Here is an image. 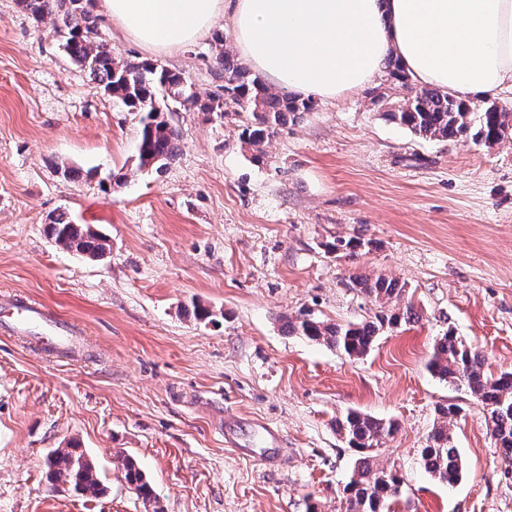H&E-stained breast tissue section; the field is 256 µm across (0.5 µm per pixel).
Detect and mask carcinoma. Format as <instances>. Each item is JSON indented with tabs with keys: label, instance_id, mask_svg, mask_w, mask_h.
Wrapping results in <instances>:
<instances>
[{
	"label": "carcinoma",
	"instance_id": "carcinoma-1",
	"mask_svg": "<svg viewBox=\"0 0 512 512\" xmlns=\"http://www.w3.org/2000/svg\"><path fill=\"white\" fill-rule=\"evenodd\" d=\"M15 3L34 26L39 28L45 21H51L52 37L61 40L68 58L100 90L138 117L141 130L137 153L141 168L160 169L174 160L180 133L171 116L183 109L238 122L241 142L252 149L253 159L260 162L271 137L288 120L297 121L313 108L309 99L272 91L259 76L235 61L224 48V34L220 30L213 31L210 40L212 67L219 84L202 99L180 72L151 60L132 63L119 59L103 37L100 18L94 12L95 0H15ZM386 69L388 79L401 84L407 94L383 116L416 136L454 140L471 133L477 141L498 142L512 133L511 107L492 103L479 111L460 93L420 88L411 82L397 58L390 59ZM48 230L63 250L92 258H101L110 250L106 238L72 223L64 212L50 219ZM353 287L379 305L374 320L325 323L302 313L288 322V332L326 343L350 358H360L370 351L384 330L417 318L412 304L402 309L393 306L404 292V286L396 279L355 277ZM427 367L438 379L467 389L480 403L491 439L511 464L512 372L497 377L489 375L484 357L451 330L436 339ZM460 411L455 404L438 405V421L420 449L421 467L442 484L457 483L464 471L462 456L447 425L448 417ZM336 429L348 446L358 452L342 489L339 510L395 512L402 478L384 459L383 445L398 432L396 422L349 410L336 419ZM46 467L51 482L67 483L78 495L96 497L103 493L94 466L74 446L51 450ZM123 468L127 483L143 498H149L151 487L136 463L126 459Z\"/></svg>",
	"mask_w": 512,
	"mask_h": 512
}]
</instances>
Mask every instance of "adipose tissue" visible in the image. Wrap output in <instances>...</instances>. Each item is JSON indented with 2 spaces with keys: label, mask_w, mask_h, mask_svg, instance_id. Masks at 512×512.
<instances>
[{
  "label": "adipose tissue",
  "mask_w": 512,
  "mask_h": 512,
  "mask_svg": "<svg viewBox=\"0 0 512 512\" xmlns=\"http://www.w3.org/2000/svg\"><path fill=\"white\" fill-rule=\"evenodd\" d=\"M151 52L205 38L224 0H102ZM240 53L281 89L322 99L371 82L388 56L412 79L467 94L512 89V0H235Z\"/></svg>",
  "instance_id": "obj_1"
}]
</instances>
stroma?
<instances>
[{
    "label": "stroma",
    "instance_id": "obj_1",
    "mask_svg": "<svg viewBox=\"0 0 512 512\" xmlns=\"http://www.w3.org/2000/svg\"><path fill=\"white\" fill-rule=\"evenodd\" d=\"M101 25L118 57L213 89L208 40L152 53ZM402 96L381 74L314 98L260 163L236 124L181 111L177 157L142 170L137 117L0 0V296L73 319L86 344L59 361L0 333V512H339L356 453L335 420L349 409L399 425L386 443L403 478L396 512H512V467L481 405L427 368L451 330L488 373L512 371V138H418L382 115ZM57 211L107 237L109 254L57 247ZM338 238L363 245L339 256ZM358 275L405 283L418 320L360 358L287 332L303 312L374 317L349 286ZM445 403L460 408L448 428L465 460L451 486L419 464ZM227 418L275 425L283 460L238 457ZM71 444L102 495L48 483L46 456ZM128 457L152 500L126 482Z\"/></svg>",
    "mask_w": 512,
    "mask_h": 512
}]
</instances>
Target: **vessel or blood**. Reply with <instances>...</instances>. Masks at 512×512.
<instances>
[{
    "label": "vessel or blood",
    "instance_id": "obj_1",
    "mask_svg": "<svg viewBox=\"0 0 512 512\" xmlns=\"http://www.w3.org/2000/svg\"><path fill=\"white\" fill-rule=\"evenodd\" d=\"M28 328L38 329L39 341L44 349L58 358L67 357L71 349L77 348L79 344L78 331L67 317L24 297L8 296L0 299V331L9 333ZM251 429L263 436L265 446L258 452L243 448V456L256 455L268 464L278 462L281 454L278 431L262 423L252 424Z\"/></svg>",
    "mask_w": 512,
    "mask_h": 512
}]
</instances>
